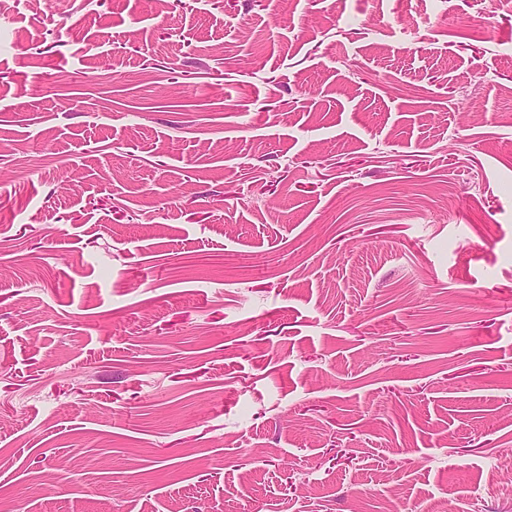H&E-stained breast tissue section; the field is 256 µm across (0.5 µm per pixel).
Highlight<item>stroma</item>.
Listing matches in <instances>:
<instances>
[{
    "instance_id": "obj_1",
    "label": "stroma",
    "mask_w": 512,
    "mask_h": 512,
    "mask_svg": "<svg viewBox=\"0 0 512 512\" xmlns=\"http://www.w3.org/2000/svg\"><path fill=\"white\" fill-rule=\"evenodd\" d=\"M508 456L512 0H0L1 504L512 512Z\"/></svg>"
}]
</instances>
